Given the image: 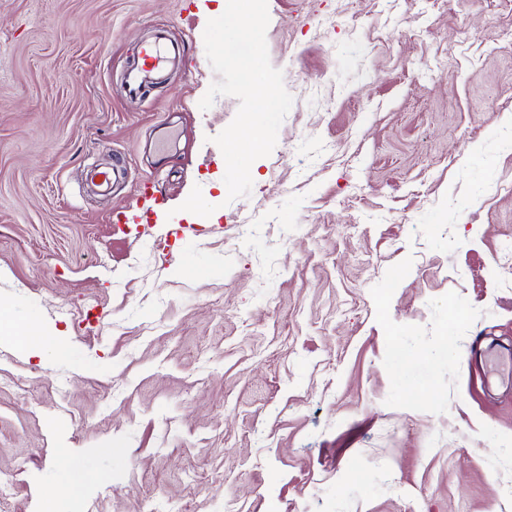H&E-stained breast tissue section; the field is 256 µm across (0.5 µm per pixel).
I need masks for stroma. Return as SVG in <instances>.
Wrapping results in <instances>:
<instances>
[{"label": "stroma", "mask_w": 512, "mask_h": 512, "mask_svg": "<svg viewBox=\"0 0 512 512\" xmlns=\"http://www.w3.org/2000/svg\"><path fill=\"white\" fill-rule=\"evenodd\" d=\"M225 9L0 0V317L66 344L0 343V512L87 474L66 512H512V382L470 358L512 348V0H268L293 105L232 201ZM176 51L172 50L160 34L141 44L138 58L127 74V89L131 96L142 95L146 84L160 79L172 60Z\"/></svg>", "instance_id": "35a3bbf8"}]
</instances>
